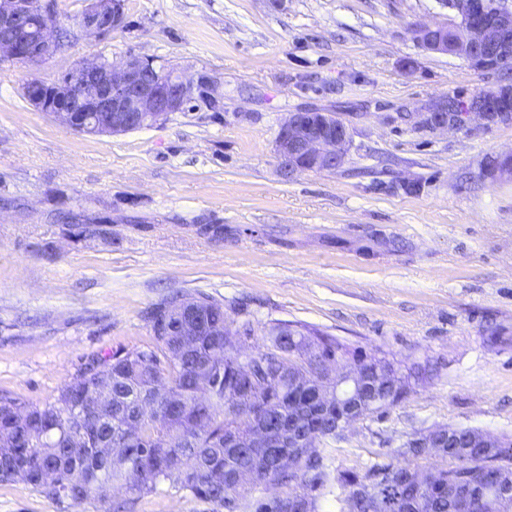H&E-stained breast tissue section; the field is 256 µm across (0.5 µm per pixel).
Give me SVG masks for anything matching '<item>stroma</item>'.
I'll return each instance as SVG.
<instances>
[{"label": "stroma", "mask_w": 512, "mask_h": 512, "mask_svg": "<svg viewBox=\"0 0 512 512\" xmlns=\"http://www.w3.org/2000/svg\"><path fill=\"white\" fill-rule=\"evenodd\" d=\"M125 27L76 36L41 66L0 60V393L43 404L88 358L155 344L148 311L175 296L251 321L302 323L429 379L337 441L336 464L393 461L414 431L512 439V124L433 130L442 100L512 84L431 53L416 26L452 22L440 0H125ZM129 56L218 81L197 105L112 136L77 132L24 96L84 62ZM318 109L351 133L343 164L284 177L288 113ZM98 222L91 236L73 224ZM212 512L158 485L76 504L24 480L0 512Z\"/></svg>", "instance_id": "1"}]
</instances>
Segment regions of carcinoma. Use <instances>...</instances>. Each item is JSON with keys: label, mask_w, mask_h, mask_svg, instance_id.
I'll list each match as a JSON object with an SVG mask.
<instances>
[{"label": "carcinoma", "mask_w": 512, "mask_h": 512, "mask_svg": "<svg viewBox=\"0 0 512 512\" xmlns=\"http://www.w3.org/2000/svg\"><path fill=\"white\" fill-rule=\"evenodd\" d=\"M193 317L204 322L197 335L183 338L179 330L188 315L184 300L162 304L169 311L152 324L154 350L116 351L95 356L80 374L65 384L54 401L28 402L0 394V435L12 441L14 455L0 457V482L13 479L18 461L28 471L27 482L52 499L81 503L105 483H121L132 494H142L167 482L207 501L221 512H296L307 502L308 512H321L322 502L333 501L336 512H489L480 504L468 505L466 495L488 500L496 493L491 475L512 474V442L499 448L471 445L468 432L458 434V447L448 449L446 467L438 479L409 503L403 481L387 477L357 499L355 492L382 471L418 467L430 456L426 448L397 450L401 463L376 464L360 473L336 467V409L297 399L287 380L252 414L255 402L241 395L227 397L236 386L238 354L226 344L224 305L196 298ZM267 343L257 350V376L289 362L296 373L314 385L331 382L322 365L338 359L359 361L365 353L337 339L308 329L288 335V325L266 331ZM110 379L103 396L112 405L99 428L80 433L71 424L75 404L71 394L99 389L100 378ZM386 402L399 404L408 394L411 378ZM152 398L151 413L141 412L138 399ZM248 428L261 425L276 434L288 425L304 431L315 442V460L279 467L260 446H224V435L237 421ZM56 472L59 487L48 491L39 475ZM251 471L258 483L239 484L234 475ZM271 481L282 488L279 500L255 497L259 486Z\"/></svg>", "instance_id": "obj_1"}]
</instances>
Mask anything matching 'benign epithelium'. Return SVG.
Instances as JSON below:
<instances>
[{"label":"benign epithelium","mask_w":512,"mask_h":512,"mask_svg":"<svg viewBox=\"0 0 512 512\" xmlns=\"http://www.w3.org/2000/svg\"><path fill=\"white\" fill-rule=\"evenodd\" d=\"M453 10L457 21L451 25L424 24L415 31V39L427 51L458 56L478 71H491L506 59H512V6L505 0H440ZM52 0H0V27L27 28L32 16L43 22L39 33L29 44L12 40L0 41V59L39 65L57 52L55 27L52 24ZM125 22L124 0H89L76 27L83 35L105 36ZM454 36L448 37V31ZM85 77V94L90 101V113L80 117L70 107L72 79L64 77L53 84L52 97L46 99L37 93L32 105L49 113L61 123L95 135L110 136L142 127H150L172 112H179L187 96L204 91L209 102L223 103L218 83L200 75L187 78L173 70H162L150 76L153 62L137 57H126L104 64L86 62L79 67ZM307 112H290L275 138V154L281 173L287 178L314 169H335L343 164L351 141L348 127L334 115L318 113L317 122L306 119ZM476 116L488 124L512 123V87L500 86L483 92L477 101L458 105L442 102L423 114L421 123L436 129L462 128ZM250 355L241 356L240 369L245 388L257 394L268 389V382L258 383L254 368L248 365ZM397 376L372 362L355 364L334 387L315 393V399L329 404L333 399L346 401L355 389L372 381L396 383ZM369 413L366 406H350L336 420V437ZM98 408L90 401H77L79 427L95 421ZM453 430L432 427L414 432L405 442L407 448H430L439 457L452 440ZM435 480V474L422 467L411 468L405 474V483L423 489Z\"/></svg>","instance_id":"benign-epithelium-1"}]
</instances>
